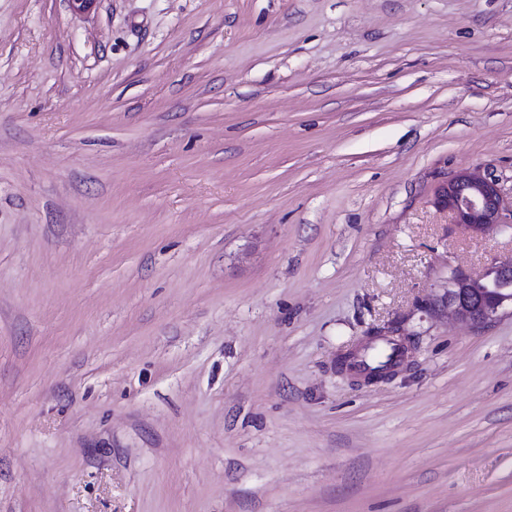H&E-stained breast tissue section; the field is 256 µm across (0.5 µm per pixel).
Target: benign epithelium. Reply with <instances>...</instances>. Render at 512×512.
Returning <instances> with one entry per match:
<instances>
[{"instance_id":"1","label":"benign epithelium","mask_w":512,"mask_h":512,"mask_svg":"<svg viewBox=\"0 0 512 512\" xmlns=\"http://www.w3.org/2000/svg\"><path fill=\"white\" fill-rule=\"evenodd\" d=\"M452 222L471 231L512 225V202L502 196L490 174L461 172L443 183L436 196ZM432 307L448 309L475 328H486L512 313V256L492 263L479 275L452 270L439 284Z\"/></svg>"}]
</instances>
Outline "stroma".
Here are the masks:
<instances>
[{"instance_id": "35a3bbf8", "label": "stroma", "mask_w": 512, "mask_h": 512, "mask_svg": "<svg viewBox=\"0 0 512 512\" xmlns=\"http://www.w3.org/2000/svg\"><path fill=\"white\" fill-rule=\"evenodd\" d=\"M512 0H0V512H512ZM398 326L394 378L338 360ZM435 203L448 212L453 224L471 231L512 225V202L504 199L498 180L490 174H457L441 185ZM512 255L492 263L479 275L450 270L434 288L432 307L448 309L475 328H486L512 313Z\"/></svg>"}]
</instances>
